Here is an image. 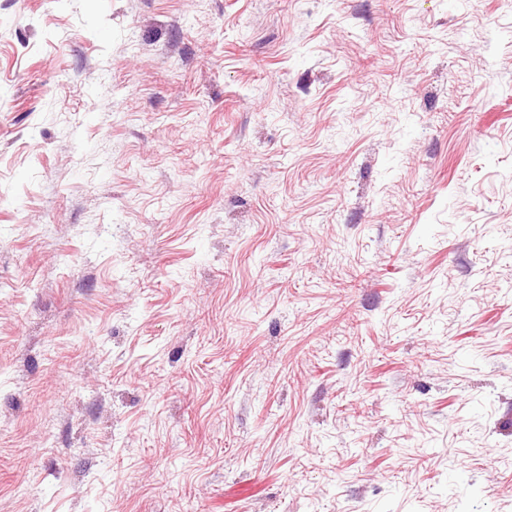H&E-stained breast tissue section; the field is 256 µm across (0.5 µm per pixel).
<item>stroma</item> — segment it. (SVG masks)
Returning a JSON list of instances; mask_svg holds the SVG:
<instances>
[{"instance_id": "obj_1", "label": "stroma", "mask_w": 512, "mask_h": 512, "mask_svg": "<svg viewBox=\"0 0 512 512\" xmlns=\"http://www.w3.org/2000/svg\"><path fill=\"white\" fill-rule=\"evenodd\" d=\"M0 512H512V0H0Z\"/></svg>"}]
</instances>
